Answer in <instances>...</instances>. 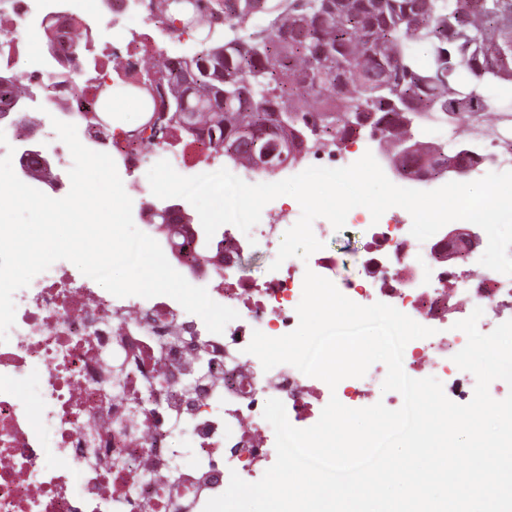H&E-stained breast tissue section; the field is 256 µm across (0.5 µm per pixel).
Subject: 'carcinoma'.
<instances>
[{
	"label": "carcinoma",
	"mask_w": 512,
	"mask_h": 512,
	"mask_svg": "<svg viewBox=\"0 0 512 512\" xmlns=\"http://www.w3.org/2000/svg\"><path fill=\"white\" fill-rule=\"evenodd\" d=\"M158 11L171 25L226 26L232 36L202 37L199 58H164L150 80L165 89L159 132H129L160 144L174 131L205 138L239 166L256 165L266 144L278 146L273 164L314 136L379 134L409 177L433 176L459 150L418 139L417 116L476 112L486 84L512 99V0H216L207 16L158 0ZM23 87L20 76L0 78V100L21 98ZM151 223L189 243L178 212L155 210Z\"/></svg>",
	"instance_id": "obj_1"
}]
</instances>
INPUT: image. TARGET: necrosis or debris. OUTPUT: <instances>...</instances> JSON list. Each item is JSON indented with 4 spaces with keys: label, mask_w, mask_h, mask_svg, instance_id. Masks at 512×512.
<instances>
[{
    "label": "necrosis or debris",
    "mask_w": 512,
    "mask_h": 512,
    "mask_svg": "<svg viewBox=\"0 0 512 512\" xmlns=\"http://www.w3.org/2000/svg\"><path fill=\"white\" fill-rule=\"evenodd\" d=\"M60 17L77 25V75L86 86L108 83L102 57L121 56L124 72L132 74L140 68L141 47L157 55L163 45L180 39L159 25L156 0H0V76L24 77L28 101L43 108L29 125L0 118L6 136L0 157L9 156V144L30 131L50 130L55 118L74 124L81 143L93 139L67 103L70 87L57 81L58 72L70 67L68 53L50 54L44 44L32 53L20 48L25 29H44ZM105 29L122 32V41L102 38ZM467 124L481 157L474 174L512 169V136L476 118ZM123 134L120 128L112 132L113 160L126 193L138 194L144 210L152 192L138 185L139 173L157 158L181 166L188 156L158 147L124 148ZM383 151L380 145L364 149L358 138L337 149L313 146L297 162L282 166L279 176L286 179L312 166L342 168L364 153L377 157ZM44 153L51 178L37 188L55 199L65 197L71 153L57 138L46 140ZM295 216L273 200L248 238H240L236 226L223 225V264L201 273L180 267L189 283L238 312L220 334L208 331L199 316L171 297L101 293L97 282L66 260L15 292V325L8 342L0 343V512H203L210 498L227 489L231 474L255 482L274 464L275 432L263 417L268 399L281 400L290 424L301 429L313 426L333 397L367 407L402 406L399 392L374 394L387 373L383 363L332 389L286 363L263 370L260 360L246 353L254 331L280 337L297 328L306 271L326 278L343 261L325 250L305 262L286 259L259 281L241 276L245 253L275 260L281 228ZM346 223L364 229L368 240L358 256L359 276L339 282L338 290L363 306L391 305L432 328V336L406 345L403 369L415 379L436 377L448 399L469 403L476 380L453 361L467 342L455 324L465 310L478 307L484 313L478 328L487 333L512 317V276L480 265L475 250L463 267L438 259L447 229L418 241L411 219L391 209L376 221L368 209L356 207ZM452 289L462 296L463 308L451 304ZM105 346L126 358L123 393L108 390L110 378L100 358ZM34 364L46 374L33 410L21 387L26 368ZM190 378L196 385L189 390L184 382ZM176 434L188 439L189 447H169Z\"/></svg>",
    "instance_id": "1"
}]
</instances>
